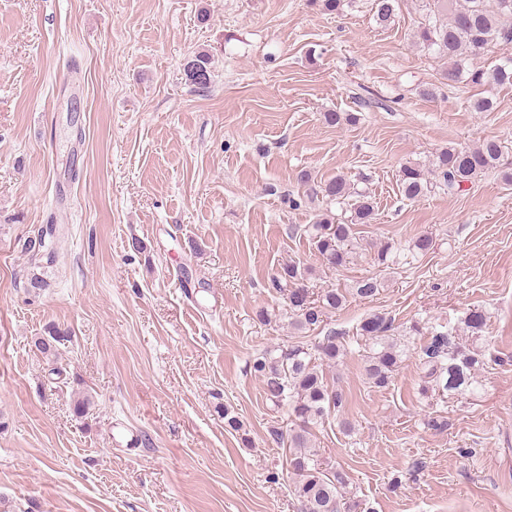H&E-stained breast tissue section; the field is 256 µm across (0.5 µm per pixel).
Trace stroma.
Here are the masks:
<instances>
[{
	"instance_id": "obj_1",
	"label": "stroma",
	"mask_w": 512,
	"mask_h": 512,
	"mask_svg": "<svg viewBox=\"0 0 512 512\" xmlns=\"http://www.w3.org/2000/svg\"><path fill=\"white\" fill-rule=\"evenodd\" d=\"M372 3L337 16L310 0H0V512H301L272 434L288 408L252 370L298 340L269 286L291 260L314 267V293L382 283L306 339L346 341L324 370L340 414L310 430L326 468L373 512H512V183L493 171L414 203L397 186L403 163L449 146L512 149V87L471 111L474 88L442 85L445 60L413 41L422 0H402L387 28ZM199 51L213 58L205 92L182 70ZM333 111L358 120L326 124ZM303 169L377 202L339 270L290 231L325 208L350 214L304 199ZM47 224L56 261L34 289L23 244ZM422 234L428 253L376 262L380 241ZM477 307L478 392L422 394V348L440 332L467 340ZM374 312L409 347L385 388L368 384L357 333ZM53 329L55 374L32 343ZM84 390L95 405L79 419ZM118 423L137 432L134 454L113 444Z\"/></svg>"
}]
</instances>
